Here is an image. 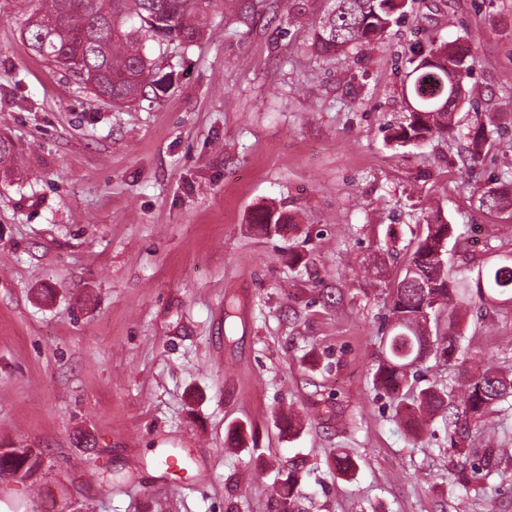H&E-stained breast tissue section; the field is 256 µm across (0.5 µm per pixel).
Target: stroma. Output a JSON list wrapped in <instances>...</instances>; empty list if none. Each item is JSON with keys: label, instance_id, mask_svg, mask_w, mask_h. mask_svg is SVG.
Returning <instances> with one entry per match:
<instances>
[{"label": "stroma", "instance_id": "obj_1", "mask_svg": "<svg viewBox=\"0 0 512 512\" xmlns=\"http://www.w3.org/2000/svg\"><path fill=\"white\" fill-rule=\"evenodd\" d=\"M249 3L189 47L148 42L167 88L118 109L29 49L37 0H0V448L38 461L0 512H280L292 462L298 512H512V464L458 500L452 428L409 431L373 383L427 217L455 228L459 282L512 256V210L478 203L512 151L461 162L477 123L512 140V0H412L324 58L323 0ZM459 37L455 133L391 141L413 48ZM263 208L294 222L259 233ZM465 322L466 361H428L418 387L512 370V307ZM490 434L512 449V408L471 421V447Z\"/></svg>", "mask_w": 512, "mask_h": 512}]
</instances>
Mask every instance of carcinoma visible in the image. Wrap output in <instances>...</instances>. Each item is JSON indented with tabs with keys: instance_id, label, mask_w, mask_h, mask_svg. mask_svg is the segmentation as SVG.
I'll return each mask as SVG.
<instances>
[{
	"instance_id": "1",
	"label": "carcinoma",
	"mask_w": 512,
	"mask_h": 512,
	"mask_svg": "<svg viewBox=\"0 0 512 512\" xmlns=\"http://www.w3.org/2000/svg\"><path fill=\"white\" fill-rule=\"evenodd\" d=\"M216 7V0H39L23 32L31 50L79 74L97 99L109 96L114 105L131 104L144 98L147 89H158L146 42L193 44L204 35L208 15ZM402 9L395 0H329L328 10L314 29L317 54L328 55L382 36ZM469 74L467 47L457 41L432 42L414 53L409 90L416 109L409 111L406 123L392 132L391 139L418 141L452 131L453 112L461 95L444 105L434 106L432 101L441 97V85L449 84V76L462 81ZM499 145L493 131L478 124L470 137V160ZM479 202L489 211L512 208V177L504 178L494 195L480 196ZM252 223L266 231L270 224L291 220L278 211L260 210ZM452 234L451 225L426 221L397 287L390 291L389 317L395 329L374 382L396 400L409 382L411 369L431 358L450 363L463 354L462 307L477 302L512 305V257L478 270L473 288L452 280L448 265L432 261V256L448 251ZM420 280L428 287H417ZM510 397L512 378L485 369L461 393L429 386L419 392L416 403L424 414L449 411L467 421L484 417ZM448 454L457 458L452 487L461 491H468L474 483L488 484L502 472L494 448H467L453 440Z\"/></svg>"
}]
</instances>
